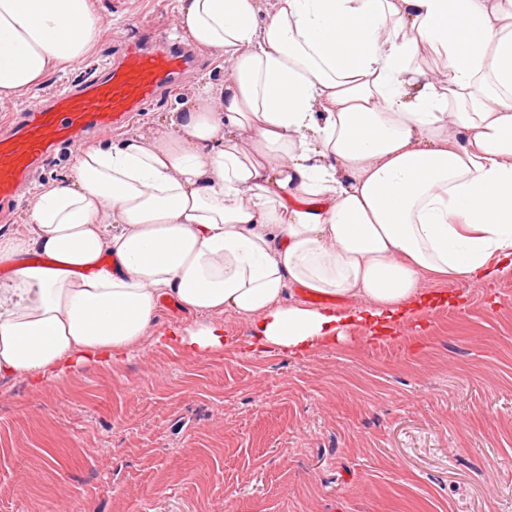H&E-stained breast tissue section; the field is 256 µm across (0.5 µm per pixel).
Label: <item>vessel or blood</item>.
Returning <instances> with one entry per match:
<instances>
[{
    "instance_id": "obj_1",
    "label": "vessel or blood",
    "mask_w": 512,
    "mask_h": 512,
    "mask_svg": "<svg viewBox=\"0 0 512 512\" xmlns=\"http://www.w3.org/2000/svg\"><path fill=\"white\" fill-rule=\"evenodd\" d=\"M195 64L184 44L150 32L80 86L17 111L10 133L0 136V216L18 204L19 186L59 150L74 149L84 133L129 124L146 105L170 95Z\"/></svg>"
}]
</instances>
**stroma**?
Here are the masks:
<instances>
[{
	"label": "stroma",
	"instance_id": "35a3bbf8",
	"mask_svg": "<svg viewBox=\"0 0 512 512\" xmlns=\"http://www.w3.org/2000/svg\"><path fill=\"white\" fill-rule=\"evenodd\" d=\"M106 30L83 60L0 109L83 82L129 40L174 39L179 0H94ZM140 130L181 110L224 56L200 52ZM462 307L379 342L358 327L303 356H203L144 344L128 361L40 388L0 383V512H512V271L446 283Z\"/></svg>",
	"mask_w": 512,
	"mask_h": 512
}]
</instances>
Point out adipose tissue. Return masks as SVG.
Masks as SVG:
<instances>
[{
  "label": "adipose tissue",
  "instance_id": "1",
  "mask_svg": "<svg viewBox=\"0 0 512 512\" xmlns=\"http://www.w3.org/2000/svg\"><path fill=\"white\" fill-rule=\"evenodd\" d=\"M219 92L105 145L0 236V382L34 389L144 341L191 355L249 319L303 355L366 324L389 339L426 280L512 271V0H179ZM91 0H0V101L93 50ZM323 297L286 301L291 286ZM174 298L197 319L155 331Z\"/></svg>",
  "mask_w": 512,
  "mask_h": 512
}]
</instances>
